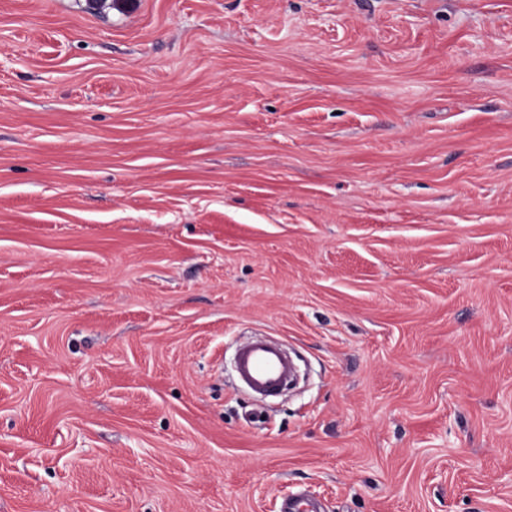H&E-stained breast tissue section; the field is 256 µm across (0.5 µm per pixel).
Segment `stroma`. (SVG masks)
I'll return each instance as SVG.
<instances>
[{
  "instance_id": "35a3bbf8",
  "label": "stroma",
  "mask_w": 512,
  "mask_h": 512,
  "mask_svg": "<svg viewBox=\"0 0 512 512\" xmlns=\"http://www.w3.org/2000/svg\"><path fill=\"white\" fill-rule=\"evenodd\" d=\"M295 492L512 512V0H0V512ZM292 370L293 364L280 346L265 338L240 345L235 355L238 380L262 398L279 395Z\"/></svg>"
}]
</instances>
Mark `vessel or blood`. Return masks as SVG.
<instances>
[{"instance_id":"b4317fda","label":"vessel or blood","mask_w":512,"mask_h":512,"mask_svg":"<svg viewBox=\"0 0 512 512\" xmlns=\"http://www.w3.org/2000/svg\"><path fill=\"white\" fill-rule=\"evenodd\" d=\"M292 370L293 364L280 346L261 337L240 345L235 355L238 380L263 398L279 395Z\"/></svg>"}]
</instances>
